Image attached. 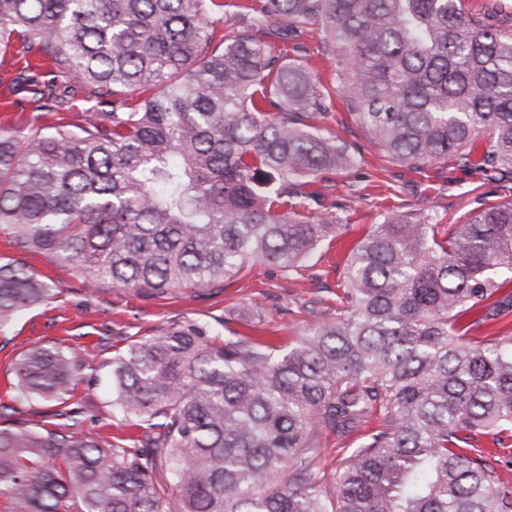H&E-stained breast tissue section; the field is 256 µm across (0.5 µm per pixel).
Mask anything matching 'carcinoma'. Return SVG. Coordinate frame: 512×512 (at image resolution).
Here are the masks:
<instances>
[{"label":"carcinoma","instance_id":"obj_1","mask_svg":"<svg viewBox=\"0 0 512 512\" xmlns=\"http://www.w3.org/2000/svg\"><path fill=\"white\" fill-rule=\"evenodd\" d=\"M334 83L387 161L471 162L504 200L454 224L394 210L336 304L291 348L222 317L173 322L105 363L137 437L92 436L71 402L92 360L32 345L0 404L8 512H512L484 437L512 446V14L495 0H0V50L33 122L0 128V330L55 295L47 253L86 285L219 295L253 260L290 274L334 238L311 203L350 145L313 123ZM89 106L67 118L76 96ZM280 114L274 119L266 108ZM57 113L51 125L41 118ZM321 183V190L312 187ZM496 325L474 337L482 325ZM360 435L332 486L314 449ZM304 40L307 42L309 47L311 65L316 67L320 80L326 84L328 81L331 80L335 65L333 64L332 60H328L320 55V57L317 56L319 41L318 33L316 31L306 33V35L304 36Z\"/></svg>","mask_w":512,"mask_h":512}]
</instances>
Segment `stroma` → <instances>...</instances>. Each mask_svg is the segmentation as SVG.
Returning a JSON list of instances; mask_svg holds the SVG:
<instances>
[{
    "mask_svg": "<svg viewBox=\"0 0 512 512\" xmlns=\"http://www.w3.org/2000/svg\"><path fill=\"white\" fill-rule=\"evenodd\" d=\"M318 124L349 143L356 160L351 169L334 177L332 188L320 200L321 209L326 211L346 208L347 218L335 238L308 259L304 270L288 275L261 261L250 264L220 296L212 298L202 290L182 287L170 298L147 300L131 290L105 287L89 291L74 278L69 265L31 254L29 264L53 279L59 292L51 302L24 311L0 332V402L11 401L9 364L25 347H79L96 364L83 374L75 393L76 400L88 409L82 423L84 431L94 436L130 431V424L112 413L111 387L103 368L105 361L124 348L125 337L143 335L173 320L206 323L221 315L244 335L279 345L294 343L315 321L307 301L319 297L335 302L352 250L384 213L401 207L417 209L429 214L435 223L451 224L474 208L476 197L496 198L494 184L485 180L477 166L489 146L488 135L475 140L468 166L434 162L413 171L387 163L383 154L368 144L343 102H336ZM256 305H278L283 312L257 322L250 316L251 307Z\"/></svg>",
    "mask_w": 512,
    "mask_h": 512,
    "instance_id": "35a3bbf8",
    "label": "stroma"
}]
</instances>
